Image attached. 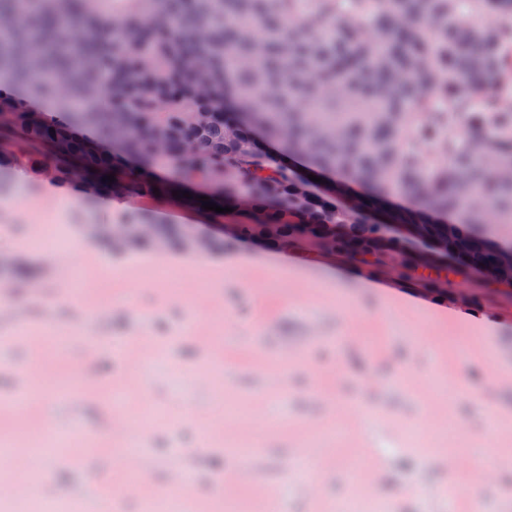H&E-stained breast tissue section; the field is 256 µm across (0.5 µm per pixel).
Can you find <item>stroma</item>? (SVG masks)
<instances>
[{"mask_svg": "<svg viewBox=\"0 0 512 512\" xmlns=\"http://www.w3.org/2000/svg\"><path fill=\"white\" fill-rule=\"evenodd\" d=\"M103 200L81 191L17 177L0 188V246L27 240L25 265L35 287L0 274L18 315L0 309V403L26 394L22 410L0 413V441L33 442L49 430L73 439L40 466L50 499L70 512H106L87 493L111 488L116 464L144 480L148 499L173 497L168 471L185 465L201 476L189 494L192 512H272L274 488L298 457L332 476L323 495L297 488L279 512H336L354 466L371 460L391 476L376 498L385 512H447V476L438 456H465L472 440L492 438L499 482L459 512H512V286L455 271L428 288L400 265L361 264L360 280L319 279L316 265L348 262L347 254L303 237L274 253L248 252L239 215L210 217L168 197L128 196L115 222L134 217L208 239L195 254L150 248L120 254L87 227L99 223ZM98 295L87 318L82 294ZM492 315L493 331L463 320ZM86 325L107 367L80 378L90 353L77 336ZM43 339L37 369L28 339ZM150 340L162 367L139 359L136 337ZM133 408L125 430L113 426L114 393ZM373 415L369 429L356 409ZM421 427L419 453L405 430ZM243 468L234 497L219 488ZM426 492H408L415 480Z\"/></svg>", "mask_w": 512, "mask_h": 512, "instance_id": "1", "label": "stroma"}]
</instances>
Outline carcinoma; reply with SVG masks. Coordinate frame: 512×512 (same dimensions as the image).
I'll list each match as a JSON object with an SVG mask.
<instances>
[{
    "label": "carcinoma",
    "mask_w": 512,
    "mask_h": 512,
    "mask_svg": "<svg viewBox=\"0 0 512 512\" xmlns=\"http://www.w3.org/2000/svg\"><path fill=\"white\" fill-rule=\"evenodd\" d=\"M1 135L0 175L39 181L50 161L71 185L78 161L91 199L201 185L245 211L244 233L356 242L368 263L407 252L368 223L382 211L512 283V248L478 229L489 212L512 229V0H112L109 17L100 0H0ZM293 156L335 176L326 193L297 189ZM122 230L123 248L143 239Z\"/></svg>",
    "instance_id": "obj_1"
}]
</instances>
